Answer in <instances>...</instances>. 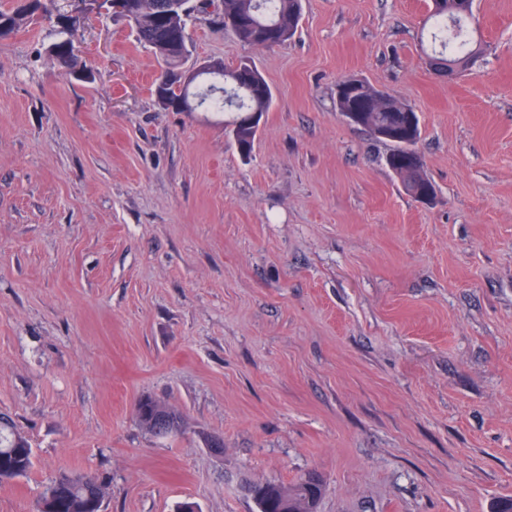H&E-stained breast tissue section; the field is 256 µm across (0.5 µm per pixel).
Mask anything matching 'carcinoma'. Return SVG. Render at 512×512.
<instances>
[{
    "label": "carcinoma",
    "instance_id": "carcinoma-1",
    "mask_svg": "<svg viewBox=\"0 0 512 512\" xmlns=\"http://www.w3.org/2000/svg\"><path fill=\"white\" fill-rule=\"evenodd\" d=\"M134 13L127 16L140 44L151 49L156 56L165 60L171 69L181 68L187 56L172 54L165 50L162 42L179 39L188 42L187 19L196 13L208 14L211 0H132ZM473 0H432L429 19L437 30L434 40L448 54L432 57L430 66L442 76L455 75L472 69L481 54V45L472 42L468 20L472 17ZM31 13L22 6L11 12L0 11V22H10L8 32L26 24ZM302 16V0H222V8L216 14L214 23L231 31L240 41L253 46H274L289 40L296 32ZM55 46L60 49L56 61L66 74L74 72L72 42L63 39ZM161 72L154 82V94L160 106L169 111L173 103L191 95V89L174 85L164 80ZM213 83L207 93L198 95L200 103L212 102L219 94L222 106L215 111L222 112L235 108L238 115L227 121L238 150L244 156L251 153L257 134V125L249 118L269 111L273 93L259 70L247 63L224 67L223 74L209 73ZM345 83L354 84V89L337 95L336 109L339 112L358 110L363 117L357 126L376 135L378 129L386 126L392 116L404 111H413L405 102L387 92L379 90L365 80L348 77ZM420 124L412 132L389 140L391 150L385 161L399 178L405 191L419 198L424 189H434L427 177L423 163L414 158L415 145L420 138ZM163 413L172 420V428L164 435L180 430V416L165 405L147 399L137 406V419L148 431H154V417ZM33 466V450L28 441L16 433L8 423L0 420V483L25 475ZM262 493L256 500L259 512H281V504L288 501V512H316L317 504L324 490V481L308 473L295 483L284 486L277 483H263L248 486ZM104 496V485L98 477L87 474L61 473L45 489L42 498H52L56 512H100Z\"/></svg>",
    "mask_w": 512,
    "mask_h": 512
}]
</instances>
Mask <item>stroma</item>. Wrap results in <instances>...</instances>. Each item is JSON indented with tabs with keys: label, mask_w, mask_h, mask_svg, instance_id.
I'll list each match as a JSON object with an SVG mask.
<instances>
[{
	"label": "stroma",
	"mask_w": 512,
	"mask_h": 512,
	"mask_svg": "<svg viewBox=\"0 0 512 512\" xmlns=\"http://www.w3.org/2000/svg\"><path fill=\"white\" fill-rule=\"evenodd\" d=\"M76 7L0 38V416L34 452L0 512L63 471L102 512H258L248 485L311 471L317 512L512 497V0H474L485 52L450 78L431 0H303L265 48L190 19L193 58L273 90L247 157L223 113L159 106L162 60L112 14L72 36L94 80L64 76ZM348 76L418 113L432 203L337 112ZM145 397L181 432L142 428ZM137 419L139 423L148 431L154 433L157 436H168L175 433H178L180 430V416L177 412L168 409L165 405L153 401L151 399H147L144 401H140L137 406ZM157 413H163L170 417L172 420V428L166 432H156L154 430V417Z\"/></svg>",
	"instance_id": "1"
}]
</instances>
